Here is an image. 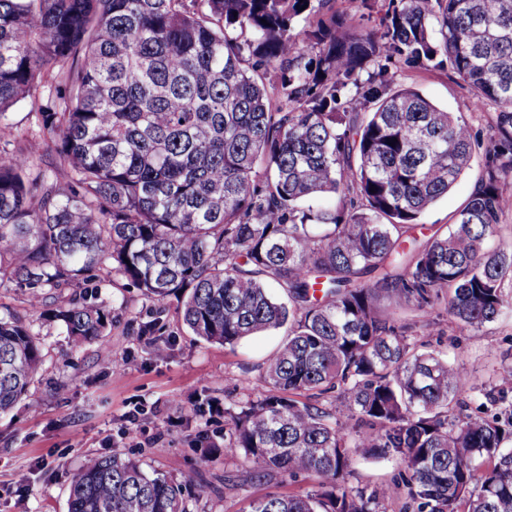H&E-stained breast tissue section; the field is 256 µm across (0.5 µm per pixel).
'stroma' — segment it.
<instances>
[{
  "label": "stroma",
  "mask_w": 512,
  "mask_h": 512,
  "mask_svg": "<svg viewBox=\"0 0 512 512\" xmlns=\"http://www.w3.org/2000/svg\"><path fill=\"white\" fill-rule=\"evenodd\" d=\"M387 73L437 106L462 114L474 134L470 167L420 218L416 232L427 235L433 226L450 223L474 191L485 146L497 133L496 108H474L466 85L448 68L424 70L395 59ZM101 279L94 295L111 315L98 344H73L60 322L31 309L27 289L0 287V310L33 322L43 356L27 397L0 417V512H67L74 472L85 458L110 453L118 442L146 469L174 476L198 472L206 492L190 502L191 512H248L251 501L269 491H307L311 483L302 476L272 486L240 480L241 463L224 457V406L263 393V364L286 338V329L247 337L233 347L207 343L183 324L176 301L153 303L108 271ZM393 314L417 341L464 364L473 386L471 405L481 402V388L496 383L501 365L512 363V312L478 331L451 324L444 314L430 330L409 309ZM156 318L161 330L142 334L143 325ZM103 347L112 354L111 366L100 361ZM193 401L206 409L189 421L185 410ZM130 429L137 439L123 442ZM351 460V483L375 487L399 479L394 456L371 457L355 448Z\"/></svg>",
  "instance_id": "stroma-1"
}]
</instances>
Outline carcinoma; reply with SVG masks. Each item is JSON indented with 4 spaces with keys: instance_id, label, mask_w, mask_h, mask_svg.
Listing matches in <instances>:
<instances>
[{
    "instance_id": "obj_1",
    "label": "carcinoma",
    "mask_w": 512,
    "mask_h": 512,
    "mask_svg": "<svg viewBox=\"0 0 512 512\" xmlns=\"http://www.w3.org/2000/svg\"><path fill=\"white\" fill-rule=\"evenodd\" d=\"M329 2L0 0V284L32 289L34 308L84 290L55 313L78 342L108 324L89 295L104 270L179 298L210 343L288 326L265 394L224 406V457L252 482L314 484L250 512H380L391 490L350 484L353 448L397 457L404 512H512L504 390L454 414L467 373L381 309L428 329L442 308L478 330L512 307L496 242L512 212V0ZM396 57L451 67L499 109L477 188L424 242L411 231L469 167L472 131L387 77ZM40 83L54 96L21 142L7 111ZM41 360L33 324L0 311V414ZM194 492L193 475L114 452L77 470L68 512H189Z\"/></svg>"
}]
</instances>
